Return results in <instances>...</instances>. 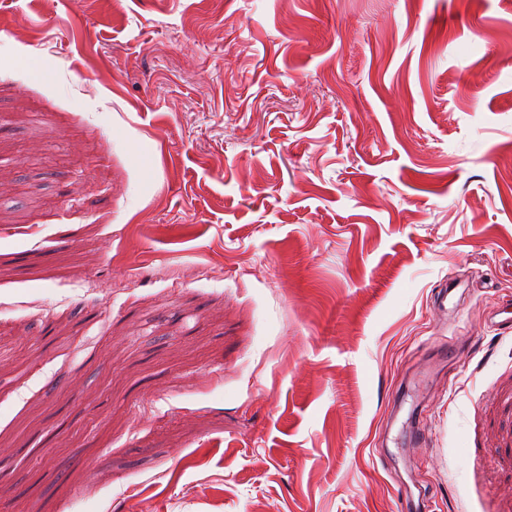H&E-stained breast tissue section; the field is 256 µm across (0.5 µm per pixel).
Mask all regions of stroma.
<instances>
[{"label":"stroma","mask_w":512,"mask_h":512,"mask_svg":"<svg viewBox=\"0 0 512 512\" xmlns=\"http://www.w3.org/2000/svg\"><path fill=\"white\" fill-rule=\"evenodd\" d=\"M510 305L512 0H0V512H512Z\"/></svg>","instance_id":"1"}]
</instances>
